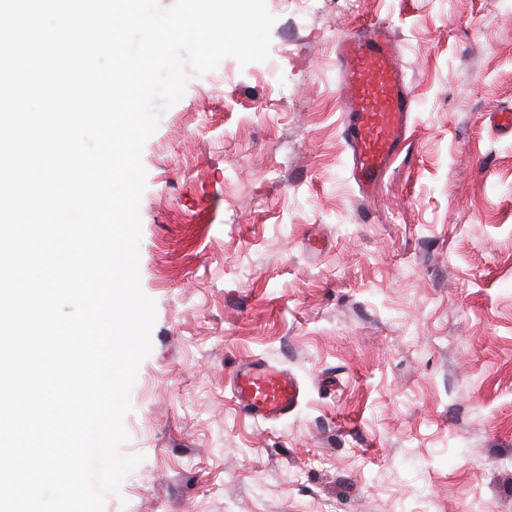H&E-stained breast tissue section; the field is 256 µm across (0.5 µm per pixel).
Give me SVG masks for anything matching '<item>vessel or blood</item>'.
<instances>
[{
	"label": "vessel or blood",
	"mask_w": 512,
	"mask_h": 512,
	"mask_svg": "<svg viewBox=\"0 0 512 512\" xmlns=\"http://www.w3.org/2000/svg\"><path fill=\"white\" fill-rule=\"evenodd\" d=\"M337 62L345 94L342 124L351 176L367 196L406 141L413 112L411 90L388 24L362 26L345 36ZM231 389L239 408L261 421L288 416L302 399L301 386L293 376L260 359L236 371Z\"/></svg>",
	"instance_id": "obj_1"
}]
</instances>
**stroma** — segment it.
<instances>
[{"label":"stroma","mask_w":512,"mask_h":512,"mask_svg":"<svg viewBox=\"0 0 512 512\" xmlns=\"http://www.w3.org/2000/svg\"><path fill=\"white\" fill-rule=\"evenodd\" d=\"M145 142L155 304L103 512H512V0H267ZM389 24L415 98L375 195L350 177L339 39ZM253 358L288 417L231 393ZM231 389L239 408L261 421L288 416L302 399L301 386L293 376L261 359L243 364L232 378Z\"/></svg>","instance_id":"1"}]
</instances>
